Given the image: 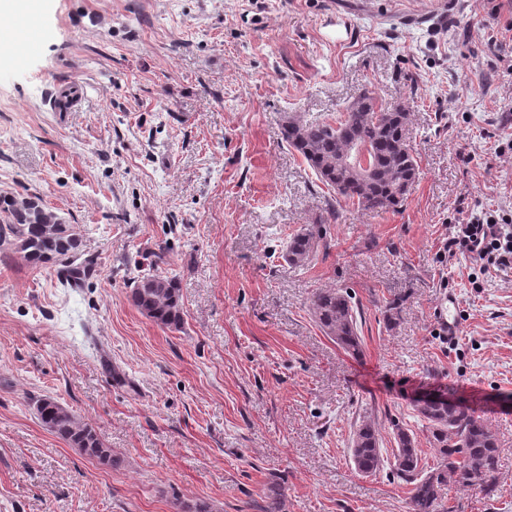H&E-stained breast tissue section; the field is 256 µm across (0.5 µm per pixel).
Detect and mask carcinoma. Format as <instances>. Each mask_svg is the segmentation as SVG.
I'll return each instance as SVG.
<instances>
[{
	"label": "carcinoma",
	"mask_w": 512,
	"mask_h": 512,
	"mask_svg": "<svg viewBox=\"0 0 512 512\" xmlns=\"http://www.w3.org/2000/svg\"><path fill=\"white\" fill-rule=\"evenodd\" d=\"M405 123L406 112H392L371 97L352 103L332 123L290 120L282 125L281 136L337 195L365 211L379 213L401 206L407 193L397 192L396 186L412 185L419 175L413 152L403 151L408 145ZM348 139L370 147L374 154L373 170L363 182L352 181L349 172L338 164ZM0 223L8 225L17 249L30 264L60 260L65 263L67 284L72 288L81 286L86 266L67 263L80 255L81 240L41 202L31 197L0 196ZM321 248H329L325 227L314 224L288 240L285 258L289 264L303 267ZM130 301L141 315L158 325L177 329L183 321L179 288L173 276L145 274L137 278ZM310 311L337 345L351 355L361 352L358 306L350 293L342 289L318 291L310 300ZM414 408L427 423L436 464L428 470L420 466L414 435L396 422L392 423V433L397 448L392 459L385 461L378 429L365 422L356 428L351 440L350 454L356 470L371 475L389 463L392 472L410 485V512H440L442 499L452 486L486 495L494 492L497 443L483 419L470 408L433 397L417 400ZM36 410L49 430L83 454L112 462V453L103 447L95 431L82 425L56 399H39Z\"/></svg>",
	"instance_id": "1"
}]
</instances>
